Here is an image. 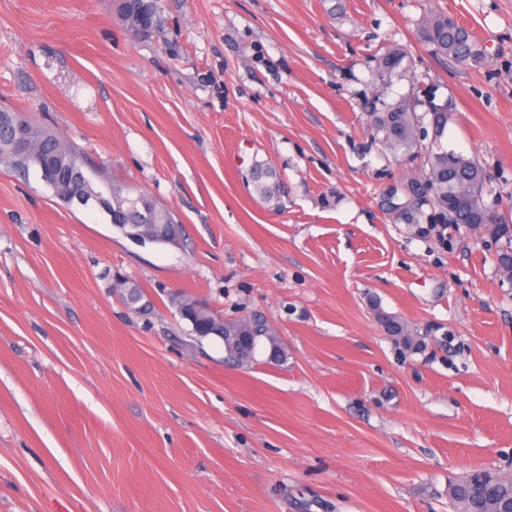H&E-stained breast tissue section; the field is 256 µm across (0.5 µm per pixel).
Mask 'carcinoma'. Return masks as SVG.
Listing matches in <instances>:
<instances>
[{
    "mask_svg": "<svg viewBox=\"0 0 512 512\" xmlns=\"http://www.w3.org/2000/svg\"><path fill=\"white\" fill-rule=\"evenodd\" d=\"M421 35L427 52L435 57L451 58L457 62L479 67L486 63V50L472 32L445 12L426 17L421 23ZM407 52L397 46L389 47L375 58L376 68L382 76L398 72ZM453 103L436 102L435 92H411L392 102L381 101L370 112L373 139L382 143L399 160L421 159L420 170L384 189L380 209L393 224H405L422 238L434 237L445 241L444 231L449 228L469 229L478 233L480 227H494L492 239L498 245L495 270L500 278L512 283V229L509 221L497 209L498 197L491 187V180L482 165L473 158L444 147L441 138L452 118ZM28 141L35 152L42 156H55L65 163L76 159L78 174L68 175L67 182L74 196L90 201L101 199L98 212L121 216L115 224L121 232L130 230L137 223L136 211L151 206L155 201L141 191H134L106 180L94 184L85 173L86 164L80 153L56 135L26 123ZM16 132L11 125L0 124V164L28 178L36 168L11 164L9 154ZM430 144H425L426 139ZM274 171L257 162L252 169V180L257 192L266 200H280ZM112 195H107V191ZM188 299L183 293L170 294L169 303L179 317L191 324L190 338L200 343L214 339L218 314L195 318L182 308ZM124 304L141 314L153 311L145 300L141 287L128 282L123 296ZM377 316L384 330L398 346L400 353L410 355L427 349L426 337L410 328L396 315L377 309ZM224 353L226 359L238 364H251L263 347L269 349V359L283 360L284 352L277 336L261 314H249L224 321ZM449 497L457 512H498L500 503L512 498V476L485 469H473L450 485Z\"/></svg>",
    "mask_w": 512,
    "mask_h": 512,
    "instance_id": "obj_1",
    "label": "carcinoma"
}]
</instances>
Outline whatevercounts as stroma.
<instances>
[{
    "label": "stroma",
    "instance_id": "35a3bbf8",
    "mask_svg": "<svg viewBox=\"0 0 512 512\" xmlns=\"http://www.w3.org/2000/svg\"><path fill=\"white\" fill-rule=\"evenodd\" d=\"M0 0V109L171 210L140 245L0 164V512H454L448 484L512 476V284L494 244L389 223L368 106L435 88L444 146L512 206V0ZM471 28L482 67L430 56L420 22ZM403 46L384 80L372 58ZM271 166L282 202L255 189ZM140 285L153 311L111 285ZM180 291L266 316L286 353L240 368L194 344ZM418 331L402 356L373 310Z\"/></svg>",
    "mask_w": 512,
    "mask_h": 512
}]
</instances>
